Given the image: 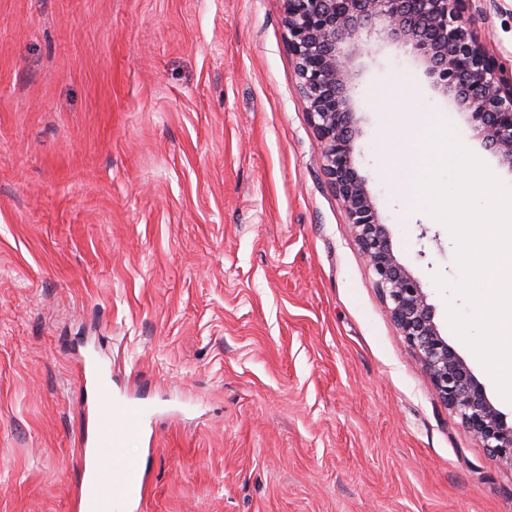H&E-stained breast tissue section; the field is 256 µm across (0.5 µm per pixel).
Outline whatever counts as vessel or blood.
<instances>
[{
	"mask_svg": "<svg viewBox=\"0 0 512 512\" xmlns=\"http://www.w3.org/2000/svg\"><path fill=\"white\" fill-rule=\"evenodd\" d=\"M92 407L95 422L81 453L77 512H131L146 492L140 445L156 408L118 396L101 378L94 382Z\"/></svg>",
	"mask_w": 512,
	"mask_h": 512,
	"instance_id": "1",
	"label": "vessel or blood"
}]
</instances>
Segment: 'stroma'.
<instances>
[{
    "mask_svg": "<svg viewBox=\"0 0 512 512\" xmlns=\"http://www.w3.org/2000/svg\"><path fill=\"white\" fill-rule=\"evenodd\" d=\"M512 65V0H474ZM365 179L452 331L448 229L394 189L404 83L504 183L409 47L354 60ZM281 0H0V512H76L94 364L158 411L141 512H512L500 468L392 321L320 169Z\"/></svg>",
    "mask_w": 512,
    "mask_h": 512,
    "instance_id": "35a3bbf8",
    "label": "stroma"
}]
</instances>
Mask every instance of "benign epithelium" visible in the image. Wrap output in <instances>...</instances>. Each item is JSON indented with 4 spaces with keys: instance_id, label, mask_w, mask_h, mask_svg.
Returning a JSON list of instances; mask_svg holds the SVG:
<instances>
[{
    "instance_id": "obj_1",
    "label": "benign epithelium",
    "mask_w": 512,
    "mask_h": 512,
    "mask_svg": "<svg viewBox=\"0 0 512 512\" xmlns=\"http://www.w3.org/2000/svg\"><path fill=\"white\" fill-rule=\"evenodd\" d=\"M319 164L389 301L388 312L448 409L512 471V422L448 344L421 282L397 259L386 225L354 167L356 136L350 61L361 35L411 47L434 85L469 114L485 147L512 173V70L490 54L470 16L473 0H281Z\"/></svg>"
}]
</instances>
